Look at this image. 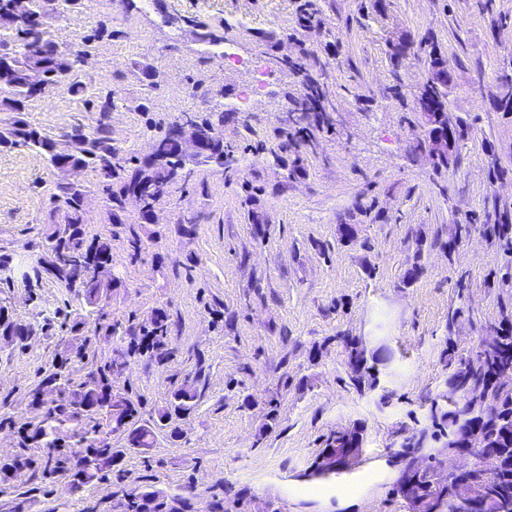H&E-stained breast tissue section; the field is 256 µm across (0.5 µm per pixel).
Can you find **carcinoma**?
Returning a JSON list of instances; mask_svg holds the SVG:
<instances>
[{"label":"carcinoma","mask_w":512,"mask_h":512,"mask_svg":"<svg viewBox=\"0 0 512 512\" xmlns=\"http://www.w3.org/2000/svg\"><path fill=\"white\" fill-rule=\"evenodd\" d=\"M65 19L64 12L47 18L42 13L41 0H31V13L27 23L17 21L13 13L0 5V53L14 64L5 91L0 92V150H27L40 155L50 167L56 157L51 153L53 136L32 125L26 118L31 102L42 96V89L29 79V71L38 68L47 75L46 88H64L72 96L87 93L83 69L77 53L70 45L59 44L54 31ZM196 38L208 47L224 44V37L208 25H196ZM448 65L445 58L430 52L429 73L417 98L418 111L439 113L441 124L451 137L456 130L448 116V88L435 82L439 68ZM328 98L324 85L315 82L306 87L299 103V111L325 112ZM85 111L98 114L95 126L78 125L66 134L77 151L70 162L92 169L99 176L96 189L56 184L50 191V209L47 227L41 231L39 247L42 256L41 271L53 276L68 288L82 291L89 307L86 314L78 313L73 327L86 324L91 317H104V307L112 296L115 279L112 277V239L96 236L89 239L82 229L84 204L89 195L97 192L105 201L107 221L123 224L126 196L133 187H143V193L155 199L157 189L167 194L179 183L189 180L180 177L187 162L171 139L176 122L160 130L155 140L157 153L152 159L134 160L114 143L108 115L115 108L112 88H96L83 100ZM197 129L206 142V152L194 162L195 167L231 164L230 153L224 150V111L218 121L208 116L193 114ZM167 319L157 314L151 318L146 334L156 341L167 336ZM28 331L11 320L0 306V336H11L21 342ZM350 385L362 393L375 387L378 354L368 349L359 337H342ZM442 359L448 368L447 383L459 387L471 383L481 390V400H472L463 406L449 403L445 406L434 400L429 408L431 426L417 430L405 448L393 453L403 467L419 460V455L434 453L438 448L460 449L466 442L468 431L475 429L496 453L498 466L495 474L478 482L483 500L478 512H512V324L504 321L494 345L480 348L477 355L458 356L455 347L446 344ZM116 373L112 363L91 370L85 379L73 384L63 367L46 374L38 387L53 385L61 398L46 409L43 419L26 438L45 450L44 471L63 466L67 455L62 448L79 449L69 491L81 493L98 478L104 469L116 465L118 451L112 448L110 436L128 432L131 445L149 448L154 438L153 428L133 426L136 404L129 392L112 385ZM198 379L185 378L173 394L171 406L159 412V421L169 422L172 415H185L195 407L199 391ZM419 482L426 495L436 499V505L448 502V487L433 485L431 473H424ZM165 499L158 490H145L129 503V512H157Z\"/></svg>","instance_id":"1"}]
</instances>
